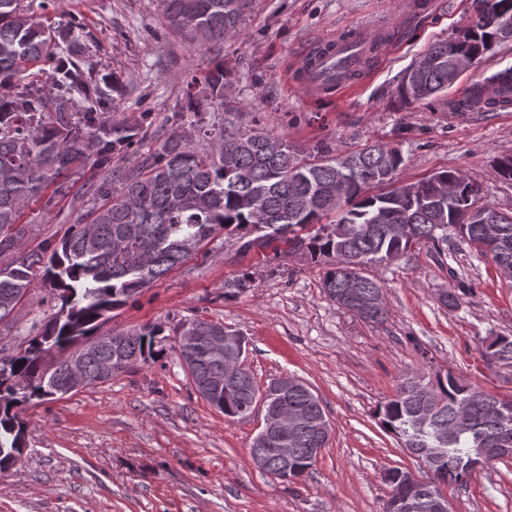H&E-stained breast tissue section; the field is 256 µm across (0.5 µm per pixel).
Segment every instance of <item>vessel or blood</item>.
Wrapping results in <instances>:
<instances>
[{
  "mask_svg": "<svg viewBox=\"0 0 512 512\" xmlns=\"http://www.w3.org/2000/svg\"><path fill=\"white\" fill-rule=\"evenodd\" d=\"M385 31L375 37L357 31L347 37H331L318 42L302 61L304 91L318 96L336 85L351 81L373 49L385 46Z\"/></svg>",
  "mask_w": 512,
  "mask_h": 512,
  "instance_id": "obj_1",
  "label": "vessel or blood"
}]
</instances>
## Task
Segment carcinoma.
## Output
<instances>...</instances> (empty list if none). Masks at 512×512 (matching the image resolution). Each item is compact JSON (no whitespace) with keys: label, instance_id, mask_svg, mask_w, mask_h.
<instances>
[{"label":"carcinoma","instance_id":"cac0c4a2","mask_svg":"<svg viewBox=\"0 0 512 512\" xmlns=\"http://www.w3.org/2000/svg\"><path fill=\"white\" fill-rule=\"evenodd\" d=\"M35 0H0V254L18 250L25 234L20 219L33 202L53 206L46 191L79 161H88L99 181L86 190L72 230L40 250L21 253L0 263V323L11 321L17 306L36 281L49 289L56 311L35 335L11 354L0 357V470L9 469L24 453L20 410L33 401L62 398L66 376L62 361L84 347L83 374L88 384L107 362L130 361L128 373L155 360L165 348L160 325L139 330H115L121 344L93 345L101 330L142 289L188 259L187 247H203L222 233L235 240L238 251L266 249L275 242L303 251L304 257L325 269L322 288L338 307L360 319L382 323L387 311L363 314L344 300L351 291L367 301L385 300L383 288L364 274V268L388 264L415 245L434 248L454 235L491 257L497 266L512 267V213L497 224L465 223L466 204H474L478 189L460 169L444 170L428 179L386 193H370L389 185L403 164L400 150L373 143L336 157L318 155L313 162L284 135L254 123L241 127L228 118L224 89L231 83L224 63H214L202 87L192 80L184 90L215 107L208 128L189 124L174 131L161 148L133 167H116L135 143L138 128L112 122L106 110L109 93L119 89L112 74L85 71L71 48L77 40L72 26L44 25L36 19ZM172 28L192 42L216 44L240 35L249 0H165ZM474 17L464 38L432 44L425 55L432 64L397 87L404 102L435 97L448 90V61L465 52L476 58L498 42V18H512V0H473ZM52 69L54 81L44 93L25 81L32 66ZM512 93V65L472 85L459 103L465 110L494 107L497 95ZM453 179L459 198H440L433 180ZM335 215L329 223L322 219ZM493 239L492 252L484 241ZM252 273L242 272L224 284V296L251 288ZM225 327L224 352L217 353L208 336ZM191 332L196 343L178 348L202 397L231 420H247L258 405L259 386L252 374L239 382L211 386L224 372V360L247 350L239 331L193 318L179 324L174 336ZM483 357L489 367H512V336L485 337ZM268 391L265 409H299L305 420L288 436L267 434L251 447L267 453L266 472L284 481L309 472L325 447L331 430L323 406L302 380L288 390ZM475 394L470 383L447 372L428 378L401 377L394 394L378 409L380 424L401 447L429 461L424 480L401 491L405 512H438L441 486L462 485L470 476L472 450L484 449L496 461L512 459V396L483 392L472 403L469 419L457 418V406ZM293 448L285 467L276 452Z\"/></svg>","mask_w":512,"mask_h":512}]
</instances>
